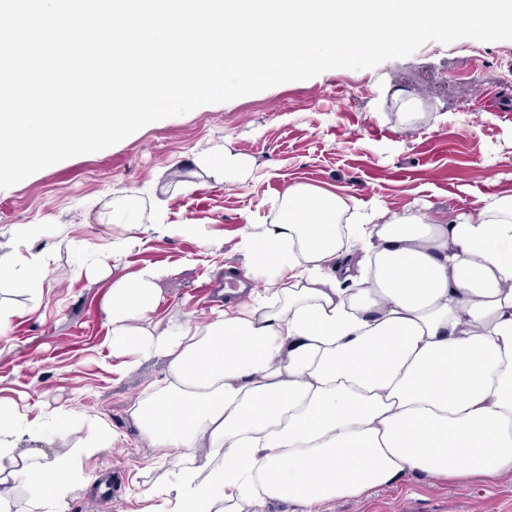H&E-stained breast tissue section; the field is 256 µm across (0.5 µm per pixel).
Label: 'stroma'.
<instances>
[{
  "label": "stroma",
  "mask_w": 512,
  "mask_h": 512,
  "mask_svg": "<svg viewBox=\"0 0 512 512\" xmlns=\"http://www.w3.org/2000/svg\"><path fill=\"white\" fill-rule=\"evenodd\" d=\"M473 57L482 64L475 73ZM498 86L512 90V41H431L373 69H333L160 120L0 189V256L19 250L46 269L34 291L0 284V306L12 312L0 333V400L33 417L62 409L84 427L101 420L122 437L82 455L89 480L64 512H159L172 480L171 459L141 444L128 414L164 362L121 375L104 346L113 278L149 264L174 268L155 317L202 325L216 305L209 284L239 263L242 231L274 223L292 185L353 196L368 209L442 214L512 192V97L479 102ZM408 99L423 114L411 127L400 115ZM222 149L247 168L221 183L198 174L195 156ZM126 191L140 210L134 228L107 221ZM21 224L42 225V238L25 242ZM180 224L197 234L175 233ZM95 261L106 274H87ZM326 512H512V477L468 485L414 477Z\"/></svg>",
  "instance_id": "1"
}]
</instances>
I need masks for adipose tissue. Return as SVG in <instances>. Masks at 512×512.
<instances>
[{
    "label": "adipose tissue",
    "mask_w": 512,
    "mask_h": 512,
    "mask_svg": "<svg viewBox=\"0 0 512 512\" xmlns=\"http://www.w3.org/2000/svg\"><path fill=\"white\" fill-rule=\"evenodd\" d=\"M238 251L269 286L205 328L154 319L165 266L116 278L104 308L121 371L166 364L130 417L178 460L168 512H322L412 476L512 475V194L446 219L296 184ZM71 433L0 404V512L20 485L61 512L88 477L38 444Z\"/></svg>",
    "instance_id": "adipose-tissue-1"
}]
</instances>
